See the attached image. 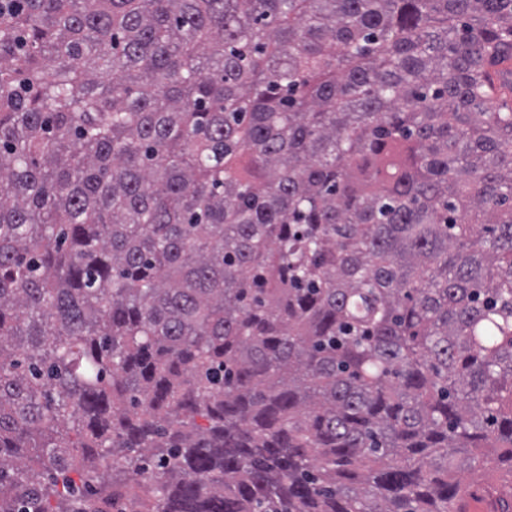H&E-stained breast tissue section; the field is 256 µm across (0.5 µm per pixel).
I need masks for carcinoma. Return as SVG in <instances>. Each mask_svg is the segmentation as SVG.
Instances as JSON below:
<instances>
[{
    "instance_id": "1",
    "label": "carcinoma",
    "mask_w": 512,
    "mask_h": 512,
    "mask_svg": "<svg viewBox=\"0 0 512 512\" xmlns=\"http://www.w3.org/2000/svg\"><path fill=\"white\" fill-rule=\"evenodd\" d=\"M512 0H0V512H453L512 481Z\"/></svg>"
}]
</instances>
